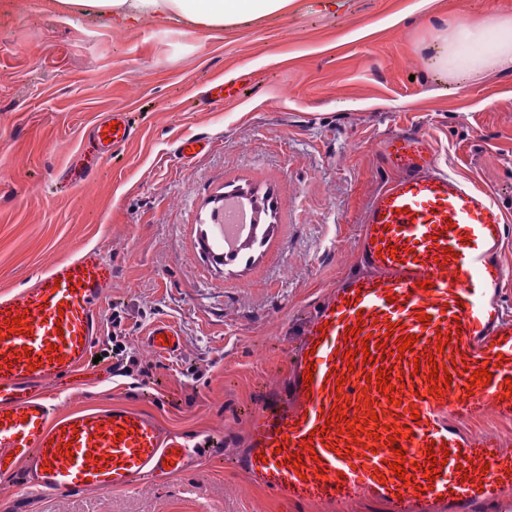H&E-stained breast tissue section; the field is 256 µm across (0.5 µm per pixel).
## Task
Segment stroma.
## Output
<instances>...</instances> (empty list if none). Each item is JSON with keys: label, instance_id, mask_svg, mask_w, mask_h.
<instances>
[{"label": "stroma", "instance_id": "1", "mask_svg": "<svg viewBox=\"0 0 512 512\" xmlns=\"http://www.w3.org/2000/svg\"><path fill=\"white\" fill-rule=\"evenodd\" d=\"M512 15V0H294L278 17L200 32L132 27L58 0H0V296L55 263L112 262L91 353L120 315L149 377L100 360L45 392L63 413L122 405L188 436L242 435L284 378L314 301L357 266L362 213L393 172L377 142L418 127L439 164L490 192L512 225V73L440 83L425 44L444 17ZM224 78L233 98L217 101ZM130 113L135 136L97 158L94 123ZM208 150L189 160L179 140ZM265 212L262 246L223 262L208 247L219 199ZM177 350L149 344L157 324ZM221 448L163 482L109 493H31L0 478V512H310L254 487Z\"/></svg>", "mask_w": 512, "mask_h": 512}]
</instances>
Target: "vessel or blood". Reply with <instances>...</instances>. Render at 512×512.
Returning a JSON list of instances; mask_svg holds the SVG:
<instances>
[{
    "mask_svg": "<svg viewBox=\"0 0 512 512\" xmlns=\"http://www.w3.org/2000/svg\"><path fill=\"white\" fill-rule=\"evenodd\" d=\"M92 132L104 159L134 136L123 112ZM379 158L398 174L364 211L362 269L304 320L284 387L254 413L233 464L280 501L312 491L316 512L354 500L384 512H489L512 500V446L469 423H512L504 215L491 193L443 171L416 129L385 132ZM111 287L112 262L98 250L0 296V473L26 490L128 489L183 472L216 445L124 406L59 415L42 395L87 363ZM481 368L489 384H472ZM378 371L390 391L370 382Z\"/></svg>",
    "mask_w": 512,
    "mask_h": 512,
    "instance_id": "b4317fda",
    "label": "vessel or blood"
}]
</instances>
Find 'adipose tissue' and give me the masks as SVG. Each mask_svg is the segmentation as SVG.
<instances>
[{
	"mask_svg": "<svg viewBox=\"0 0 512 512\" xmlns=\"http://www.w3.org/2000/svg\"><path fill=\"white\" fill-rule=\"evenodd\" d=\"M71 11L134 25L144 18L221 29L284 14L290 0H60ZM437 74L456 81L512 72V15L487 12L470 23L445 22L428 47Z\"/></svg>",
	"mask_w": 512,
	"mask_h": 512,
	"instance_id": "1",
	"label": "adipose tissue"
}]
</instances>
